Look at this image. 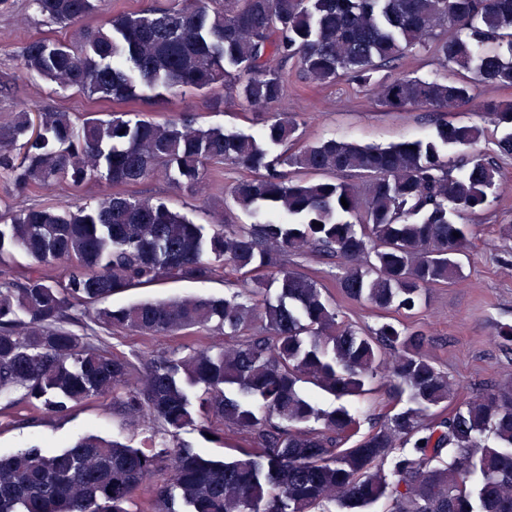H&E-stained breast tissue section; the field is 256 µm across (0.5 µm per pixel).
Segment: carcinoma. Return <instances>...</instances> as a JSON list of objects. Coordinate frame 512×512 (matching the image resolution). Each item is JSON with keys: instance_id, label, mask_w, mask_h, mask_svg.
Masks as SVG:
<instances>
[{"instance_id": "obj_1", "label": "carcinoma", "mask_w": 512, "mask_h": 512, "mask_svg": "<svg viewBox=\"0 0 512 512\" xmlns=\"http://www.w3.org/2000/svg\"><path fill=\"white\" fill-rule=\"evenodd\" d=\"M94 2L33 0L80 45L33 40L21 73L105 101L220 84L263 109L285 97L290 65L316 85L350 79L389 110L426 108L435 134L385 147L329 139L275 154L298 140L291 116L254 136L187 117L12 113L0 127V176L22 193L60 179L126 185L159 170L192 185L224 162L249 173L229 196L253 222L198 224L110 190L89 203L19 204L0 220V263L8 248L44 266L65 263L55 278L0 283V396L19 392L54 416L110 399L127 423L152 432L148 448L85 435L60 451L0 455V512H130L143 487L158 512H316L324 502L354 509L382 499L393 512H512V383L444 413L454 384L425 352L422 329L381 321L359 332L338 320L316 281L283 263L308 249L334 256L344 296L405 314L428 288L461 277L471 233L454 217L485 208L499 170L482 157L450 167L448 149L477 144L485 130L444 115L482 87L512 88V0H180L160 12L107 13L87 29ZM415 50L454 78L381 74ZM479 111L505 128L496 147L511 157L512 102L486 100ZM220 270L243 291L98 306ZM83 316L109 332L210 326L233 339L257 324L260 333L131 360L73 330ZM377 380L408 393L411 406L388 408L364 433L356 412L323 409L305 388L340 400L371 394ZM226 424L256 446L225 443L230 453L218 460L180 439L198 425L224 443Z\"/></svg>"}]
</instances>
